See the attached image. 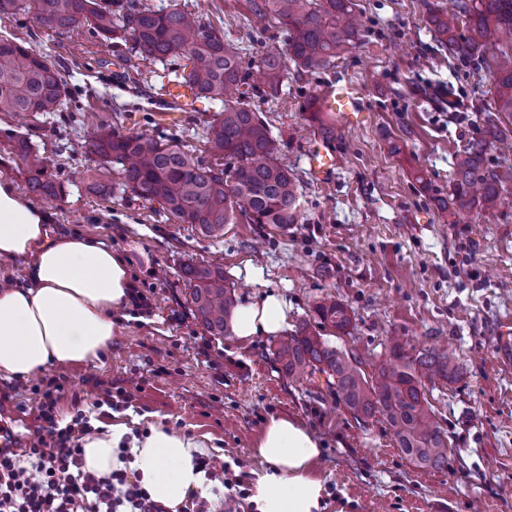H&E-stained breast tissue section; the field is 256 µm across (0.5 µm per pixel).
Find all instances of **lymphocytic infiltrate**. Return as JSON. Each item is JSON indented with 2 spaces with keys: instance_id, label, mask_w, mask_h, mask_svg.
<instances>
[{
  "instance_id": "lymphocytic-infiltrate-1",
  "label": "lymphocytic infiltrate",
  "mask_w": 512,
  "mask_h": 512,
  "mask_svg": "<svg viewBox=\"0 0 512 512\" xmlns=\"http://www.w3.org/2000/svg\"><path fill=\"white\" fill-rule=\"evenodd\" d=\"M61 391L47 386L33 439L21 452L0 457V512H169L126 471L83 470L82 442L95 427L82 411L59 422L55 409Z\"/></svg>"
}]
</instances>
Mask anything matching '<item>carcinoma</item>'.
<instances>
[{
	"label": "carcinoma",
	"instance_id": "1",
	"mask_svg": "<svg viewBox=\"0 0 512 512\" xmlns=\"http://www.w3.org/2000/svg\"><path fill=\"white\" fill-rule=\"evenodd\" d=\"M259 21L275 19L287 34L285 51L261 58L263 86L257 94L275 98L288 76V64L299 73L324 70L360 42L361 24L353 0H247ZM29 14L42 28L65 35L86 27L103 40L122 42L129 56L141 61L176 64L191 60L186 77L198 95L221 104L205 129V139L221 153L214 163L193 156L173 136L147 132L123 134L103 129L91 152L119 168L121 186L146 202L159 203L180 224L203 234L219 235L224 225L243 217L249 224L285 229L297 223L301 208L299 181L279 155L277 141L240 87L250 73L241 64L240 48L201 25L191 12L155 11L143 0H0V14ZM428 23L453 58L493 74L496 111L504 119H488L484 135L472 141L454 163V180L446 207L457 216L476 208L492 209L502 177L486 161L494 144L512 152V0H457L456 10H433ZM0 109L22 116L53 118L71 111L69 94L48 56L22 44L0 39ZM13 154L27 174L35 195L61 192L44 159L27 137L7 132ZM190 287L194 317L211 336L230 333L236 307L234 285L224 268L187 264L181 270ZM322 327L340 333L351 324L348 309L336 301L315 306ZM273 355L284 375L297 381H324L335 397L364 427L377 416L392 430L397 447L421 469L448 465V432L426 409L425 383L452 382L459 365L445 350L426 348L409 357L395 340L391 359L365 374L354 351L331 345L300 323L277 343Z\"/></svg>",
	"mask_w": 512,
	"mask_h": 512
}]
</instances>
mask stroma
I'll list each match as a JSON object with an SVG mask.
<instances>
[{
	"mask_svg": "<svg viewBox=\"0 0 512 512\" xmlns=\"http://www.w3.org/2000/svg\"><path fill=\"white\" fill-rule=\"evenodd\" d=\"M145 2L199 13L247 62L285 46L278 25L251 31L246 0ZM355 2L357 48L330 70L289 72L277 99L250 98L300 182L297 223L282 230L241 220L213 238L122 193L117 170L89 144L107 124L125 134L179 135L186 150L208 159L215 150L202 131L214 106L200 102L182 122L161 125L113 82L117 51L109 42L85 28L58 36L31 16L0 15V39L49 55L80 106L71 117L23 124L0 111V180L46 213L50 235L110 245L153 304L148 314L129 310L97 364L52 365L21 384L0 379V422L21 440L40 424L34 385L52 379L63 388L59 418L94 410L106 391L122 392L140 418L133 436L158 423L186 433L246 485L262 470L254 446L267 420L288 416L322 443L321 512H512V361L502 356L500 335L512 322V204L463 217L443 206L457 152L483 134L493 79L450 58L430 29L429 9H451L453 0ZM339 81L360 96L356 123L310 107ZM14 128L45 158L62 187L58 197L29 191L3 136ZM326 128L336 170L320 181L306 154ZM208 262L223 265L237 298L283 297L292 326L314 319L320 301L342 302L348 333L322 334L357 351L365 369L388 359L396 338L411 357L447 346L460 377L425 387L454 450L447 468L414 467L386 423L359 427L343 405L317 398L313 384L286 378L271 354L276 337L209 336L181 277L185 264Z\"/></svg>",
	"mask_w": 512,
	"mask_h": 512,
	"instance_id": "1",
	"label": "stroma"
}]
</instances>
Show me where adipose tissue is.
<instances>
[{
  "mask_svg": "<svg viewBox=\"0 0 512 512\" xmlns=\"http://www.w3.org/2000/svg\"><path fill=\"white\" fill-rule=\"evenodd\" d=\"M0 260L21 263L26 280L0 288V378L26 379L52 364H88L109 351L128 301L127 264L93 238L46 237V218L0 181ZM288 304L279 295L246 299L236 306V338L282 334ZM126 422L84 438V470L116 468L118 449L130 439ZM132 466L151 497L167 507L182 505L189 491L207 492L197 466L200 445L157 424L133 440ZM255 453L267 468L249 488L257 512H319L326 489L315 466L321 442L300 423L283 416L267 421Z\"/></svg>",
  "mask_w": 512,
  "mask_h": 512,
  "instance_id": "ef3b65f1",
  "label": "adipose tissue"
}]
</instances>
